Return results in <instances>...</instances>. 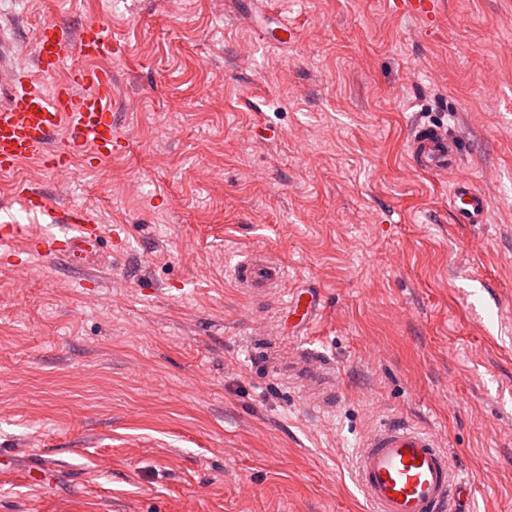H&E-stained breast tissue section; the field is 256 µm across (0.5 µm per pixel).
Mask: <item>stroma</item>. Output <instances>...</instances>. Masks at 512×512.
<instances>
[{"label":"stroma","mask_w":512,"mask_h":512,"mask_svg":"<svg viewBox=\"0 0 512 512\" xmlns=\"http://www.w3.org/2000/svg\"><path fill=\"white\" fill-rule=\"evenodd\" d=\"M0 0L40 28L112 32L125 148L0 178V225L49 234L19 185L120 227L87 265L0 262V512H373L368 433H435L472 490L512 512V0ZM458 140L487 220L457 223L451 176L408 161L412 124ZM278 261L257 300L234 264ZM98 282L76 283L87 269ZM292 288L311 328H288ZM396 8L405 14L422 16L434 21L438 14L437 0H394ZM315 307L314 295L306 290H296L290 293L286 311L288 320L298 326H308L313 320Z\"/></svg>","instance_id":"stroma-1"}]
</instances>
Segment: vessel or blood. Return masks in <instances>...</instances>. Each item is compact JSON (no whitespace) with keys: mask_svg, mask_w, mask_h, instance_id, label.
<instances>
[{"mask_svg":"<svg viewBox=\"0 0 512 512\" xmlns=\"http://www.w3.org/2000/svg\"><path fill=\"white\" fill-rule=\"evenodd\" d=\"M403 13L435 20L438 0H395ZM15 27L0 23V177L12 175L25 161L37 160L51 172L69 168L73 157L102 159L122 147L124 136L112 110V72L91 68L90 60L112 54V35L101 23H89L68 38L51 28H41L29 51L35 72L19 69ZM82 65H73V58ZM52 92H44L36 76H55ZM408 151L415 169L443 174L458 167L459 149L439 125H416L409 134ZM21 208L52 224L61 234L29 240V252L52 258L78 260L99 251L102 234L89 211L54 206L44 193L31 187L19 190ZM448 204L461 223L486 221V201L476 183L455 179ZM284 270L265 254L254 253L236 263L238 287L257 296L281 288ZM315 299L305 290L293 291L286 311L290 321L308 326ZM357 481L375 512H459L467 499V481L454 469L448 452L433 433L401 421L383 423L365 438L356 461Z\"/></svg>","mask_w":512,"mask_h":512,"instance_id":"1","label":"vessel or blood"}]
</instances>
